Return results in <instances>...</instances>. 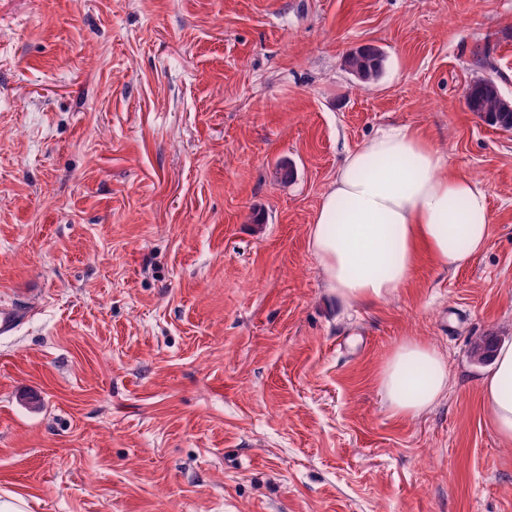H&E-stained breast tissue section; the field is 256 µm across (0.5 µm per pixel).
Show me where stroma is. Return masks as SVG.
<instances>
[{
	"label": "stroma",
	"mask_w": 512,
	"mask_h": 512,
	"mask_svg": "<svg viewBox=\"0 0 512 512\" xmlns=\"http://www.w3.org/2000/svg\"><path fill=\"white\" fill-rule=\"evenodd\" d=\"M386 53L374 82L345 56ZM512 0H0V494L28 512H512L478 336L512 344ZM431 135L486 248L344 308L309 229L345 154ZM292 166L281 181L277 166ZM446 399L394 415L402 339ZM466 106L491 126L512 131V109L503 105V94L491 79H478L467 87ZM506 99V98H505ZM378 387L393 413L417 417L448 395V360L428 343L402 340L386 360Z\"/></svg>",
	"instance_id": "1"
}]
</instances>
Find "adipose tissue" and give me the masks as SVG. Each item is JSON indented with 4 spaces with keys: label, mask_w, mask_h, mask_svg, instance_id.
Here are the masks:
<instances>
[{
    "label": "adipose tissue",
    "mask_w": 512,
    "mask_h": 512,
    "mask_svg": "<svg viewBox=\"0 0 512 512\" xmlns=\"http://www.w3.org/2000/svg\"><path fill=\"white\" fill-rule=\"evenodd\" d=\"M489 222L485 184L450 172L429 137L399 123L346 153L309 244L331 295L353 307L393 297L413 279L420 255L442 270L462 268L485 248ZM378 387L393 413L419 416L446 397L448 361L428 343L402 340ZM481 392L499 439L512 445V345L497 350Z\"/></svg>",
    "instance_id": "ef3b65f1"
}]
</instances>
